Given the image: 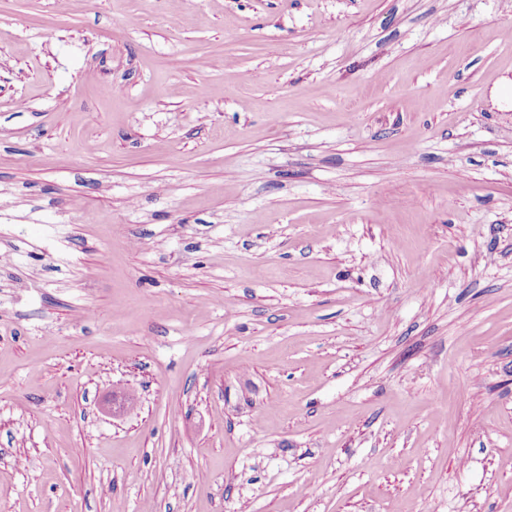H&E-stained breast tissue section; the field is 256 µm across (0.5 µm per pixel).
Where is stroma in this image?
I'll use <instances>...</instances> for the list:
<instances>
[{
  "instance_id": "obj_1",
  "label": "stroma",
  "mask_w": 512,
  "mask_h": 512,
  "mask_svg": "<svg viewBox=\"0 0 512 512\" xmlns=\"http://www.w3.org/2000/svg\"><path fill=\"white\" fill-rule=\"evenodd\" d=\"M508 26L0 0V512H512Z\"/></svg>"
}]
</instances>
